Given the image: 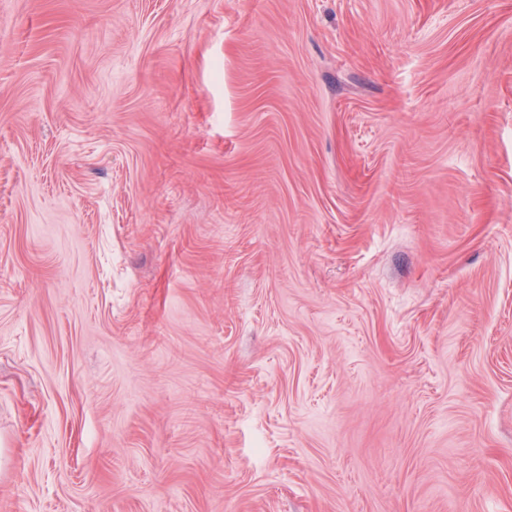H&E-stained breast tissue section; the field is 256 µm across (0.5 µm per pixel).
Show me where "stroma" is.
Returning <instances> with one entry per match:
<instances>
[{
	"instance_id": "obj_1",
	"label": "stroma",
	"mask_w": 512,
	"mask_h": 512,
	"mask_svg": "<svg viewBox=\"0 0 512 512\" xmlns=\"http://www.w3.org/2000/svg\"><path fill=\"white\" fill-rule=\"evenodd\" d=\"M0 512H512V0H0Z\"/></svg>"
}]
</instances>
